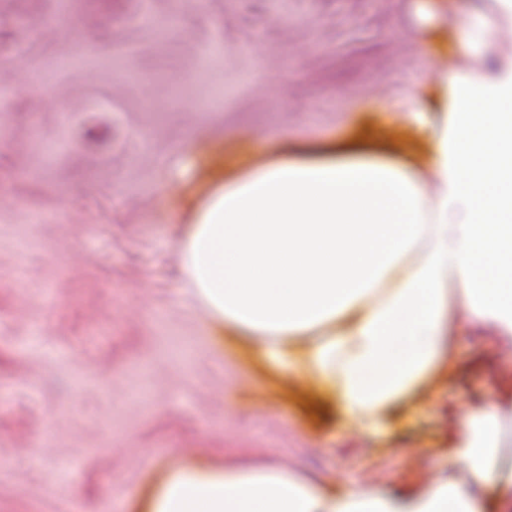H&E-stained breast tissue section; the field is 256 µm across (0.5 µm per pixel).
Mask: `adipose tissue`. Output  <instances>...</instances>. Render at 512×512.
<instances>
[{"label":"adipose tissue","instance_id":"ef3b65f1","mask_svg":"<svg viewBox=\"0 0 512 512\" xmlns=\"http://www.w3.org/2000/svg\"><path fill=\"white\" fill-rule=\"evenodd\" d=\"M452 50L466 67L407 94L420 149L286 154L212 176L179 241L181 271L218 327L254 341L276 374L310 379L372 435L448 362L463 310L512 345V58L494 46L512 0H465ZM500 410L460 422L451 461L420 491L327 489L273 461L175 467L147 512H512Z\"/></svg>","mask_w":512,"mask_h":512}]
</instances>
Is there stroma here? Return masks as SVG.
I'll list each match as a JSON object with an SVG mask.
<instances>
[{"mask_svg":"<svg viewBox=\"0 0 512 512\" xmlns=\"http://www.w3.org/2000/svg\"><path fill=\"white\" fill-rule=\"evenodd\" d=\"M421 3L0 0V512H142L171 464L228 454L412 491L512 400V348L457 322L449 368L368 437L178 273L181 156L230 175L398 121L455 59L418 41Z\"/></svg>","mask_w":512,"mask_h":512,"instance_id":"obj_1","label":"stroma"}]
</instances>
